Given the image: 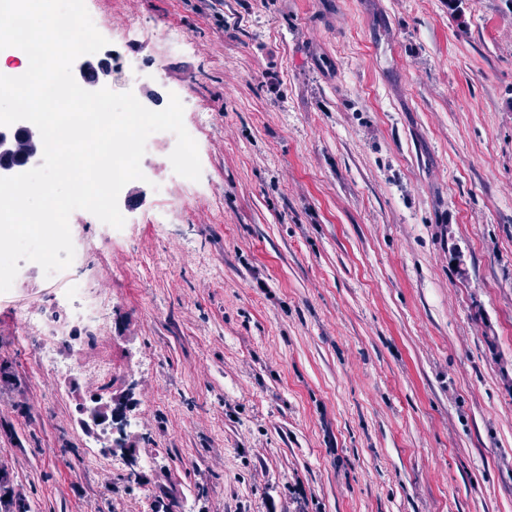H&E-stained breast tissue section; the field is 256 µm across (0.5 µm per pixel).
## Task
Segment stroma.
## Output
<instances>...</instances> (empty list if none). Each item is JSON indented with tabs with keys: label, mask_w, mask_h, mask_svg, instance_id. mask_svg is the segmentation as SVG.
I'll return each mask as SVG.
<instances>
[{
	"label": "stroma",
	"mask_w": 512,
	"mask_h": 512,
	"mask_svg": "<svg viewBox=\"0 0 512 512\" xmlns=\"http://www.w3.org/2000/svg\"><path fill=\"white\" fill-rule=\"evenodd\" d=\"M177 94L199 181L80 274L106 334L18 343L0 470L29 512H512V0H85ZM129 395L136 458L82 403Z\"/></svg>",
	"instance_id": "obj_1"
}]
</instances>
